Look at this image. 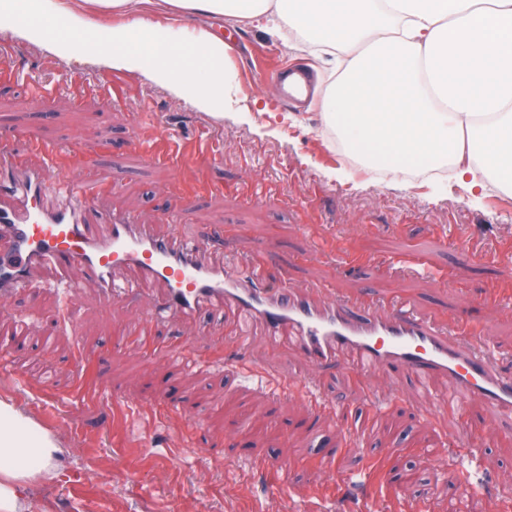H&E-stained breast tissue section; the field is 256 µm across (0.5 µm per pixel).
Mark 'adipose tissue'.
<instances>
[{
    "label": "adipose tissue",
    "instance_id": "1",
    "mask_svg": "<svg viewBox=\"0 0 512 512\" xmlns=\"http://www.w3.org/2000/svg\"><path fill=\"white\" fill-rule=\"evenodd\" d=\"M193 12L254 20L276 12L312 55H331L324 98L346 147L379 171L452 163L472 186L512 188V0H168ZM113 67L139 55L149 73L206 107L233 75L222 40L141 21L114 26ZM57 446L0 400V512H26L22 489Z\"/></svg>",
    "mask_w": 512,
    "mask_h": 512
}]
</instances>
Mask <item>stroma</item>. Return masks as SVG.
<instances>
[{"label":"stroma","mask_w":512,"mask_h":512,"mask_svg":"<svg viewBox=\"0 0 512 512\" xmlns=\"http://www.w3.org/2000/svg\"><path fill=\"white\" fill-rule=\"evenodd\" d=\"M92 23L79 33L81 55L49 45L24 27L0 28V142L26 153L29 135L62 147L45 165L48 179L94 187L103 214L122 211L145 224L182 215L180 230L224 236L228 256L268 257L273 286L307 292L397 298L441 324L458 316L484 327L512 350V304L488 302L493 288L512 286V190L471 188L452 166L427 172L379 173L354 159L322 109L332 82L327 58L247 20L173 13L165 0H146L125 13L87 5ZM174 23L227 39L235 73L223 110L213 111L151 79L138 57L109 67L95 41L112 25L134 20ZM314 73L318 91L297 106L281 101L271 68ZM179 141V170L151 166L147 147ZM207 149H200V142ZM46 270L41 290L0 301V333L23 327L27 342L0 346V400L11 401L48 432L57 450L51 472L30 479L33 512H361V497H397L421 512H448V497L475 512H512V422L484 425L485 409L465 410L489 444L451 448L461 424L449 412L420 408L404 380L384 384L388 404L359 449L346 426L314 417L300 400L242 382L226 361L229 326L218 315L162 326L164 342H186L194 361L146 353L130 336L151 296L102 309L86 284L62 317ZM124 341L113 342L114 331ZM54 334L51 350L40 336ZM97 380L113 397L139 407L160 398L174 406L170 422L144 428L111 407L79 398L80 378ZM413 453L428 484L413 490L401 478V455ZM331 457L311 466L308 458ZM374 466L379 484L301 504L303 488ZM462 474L456 490L448 478Z\"/></svg>","instance_id":"35a3bbf8"}]
</instances>
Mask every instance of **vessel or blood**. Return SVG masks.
<instances>
[{
    "instance_id": "b4317fda",
    "label": "vessel or blood",
    "mask_w": 512,
    "mask_h": 512,
    "mask_svg": "<svg viewBox=\"0 0 512 512\" xmlns=\"http://www.w3.org/2000/svg\"><path fill=\"white\" fill-rule=\"evenodd\" d=\"M22 158L0 151V296L28 288L36 267L54 270L63 304L82 283L71 275L92 276L104 304L145 290L154 307L142 319L137 341L154 350L158 329L172 319H192L207 311L228 316L236 352L249 355L255 342L289 349L303 361L283 370L250 364L274 378L282 394L308 402L313 414L335 411L316 374L341 367L346 385L365 389L369 375L404 377L410 390L446 410L471 396L483 400L489 420L512 417V376L500 368L495 347L482 341V329L468 321L442 327L404 305L385 306L352 296H301L267 284L264 260L241 267L224 264V248L180 235L171 224H141L131 216L104 217L90 205L92 192L56 197L38 171L14 177ZM453 389L437 393L435 379Z\"/></svg>"
}]
</instances>
